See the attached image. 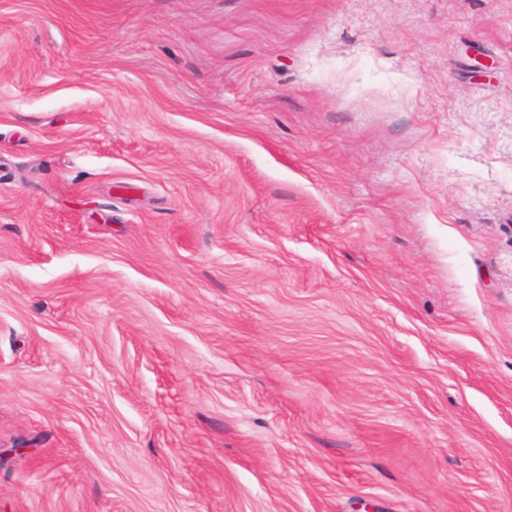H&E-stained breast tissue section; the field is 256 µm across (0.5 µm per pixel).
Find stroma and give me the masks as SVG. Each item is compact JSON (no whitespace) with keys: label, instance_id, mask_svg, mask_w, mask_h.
<instances>
[{"label":"stroma","instance_id":"35a3bbf8","mask_svg":"<svg viewBox=\"0 0 512 512\" xmlns=\"http://www.w3.org/2000/svg\"><path fill=\"white\" fill-rule=\"evenodd\" d=\"M0 512H512V0H0Z\"/></svg>","mask_w":512,"mask_h":512}]
</instances>
